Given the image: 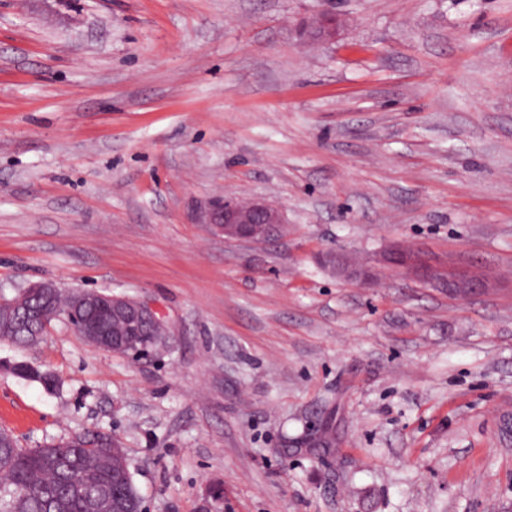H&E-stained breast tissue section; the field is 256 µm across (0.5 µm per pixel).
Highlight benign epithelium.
<instances>
[{
  "instance_id": "1",
  "label": "benign epithelium",
  "mask_w": 512,
  "mask_h": 512,
  "mask_svg": "<svg viewBox=\"0 0 512 512\" xmlns=\"http://www.w3.org/2000/svg\"><path fill=\"white\" fill-rule=\"evenodd\" d=\"M329 42L336 37V17L321 13L305 24ZM203 223L215 231L224 234L226 239H245L253 242L269 238L279 225L285 223L282 209L267 202L252 200L250 202L226 201L224 210L219 212L209 208L202 215ZM486 283L478 276L448 275V293L465 297L482 291ZM61 288L54 283H32L26 288L25 296L5 300L0 297V311L5 313L8 323L14 325L29 313L27 300L34 298L43 304L56 301ZM83 309L93 312L82 323L75 326V331L93 345L112 351H118L122 344L112 337V318L120 317L127 323L141 321L162 322L157 310L148 302L100 292H80L72 296L69 307L60 311V316L67 317L73 311Z\"/></svg>"
}]
</instances>
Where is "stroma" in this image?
Returning <instances> with one entry per match:
<instances>
[{"label":"stroma","instance_id":"35a3bbf8","mask_svg":"<svg viewBox=\"0 0 512 512\" xmlns=\"http://www.w3.org/2000/svg\"><path fill=\"white\" fill-rule=\"evenodd\" d=\"M36 281L164 317L146 358L0 340V429L112 434L144 512H512V0H0V292ZM203 224L224 234V239H245L253 242L264 241L278 230L279 224H286L282 209L267 202L224 201V210L208 208L202 215ZM486 288V283L478 276L448 274V293L457 297H466Z\"/></svg>","mask_w":512,"mask_h":512}]
</instances>
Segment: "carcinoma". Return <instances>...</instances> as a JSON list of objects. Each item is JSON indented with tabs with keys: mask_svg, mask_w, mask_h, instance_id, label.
<instances>
[{
	"mask_svg": "<svg viewBox=\"0 0 512 512\" xmlns=\"http://www.w3.org/2000/svg\"><path fill=\"white\" fill-rule=\"evenodd\" d=\"M56 318V307H44L36 325L17 328L14 342H35L36 334ZM163 334L164 326L146 322L138 335L129 337L126 352L143 357ZM106 438L104 432L84 433L48 448H22L9 438V446L0 447V490L7 489L10 495L0 502V512H85L82 499L64 492L65 480L73 474L85 477L90 493H117L119 512H136L139 494L128 457L107 456L102 446Z\"/></svg>",
	"mask_w": 512,
	"mask_h": 512,
	"instance_id": "obj_1",
	"label": "carcinoma"
}]
</instances>
